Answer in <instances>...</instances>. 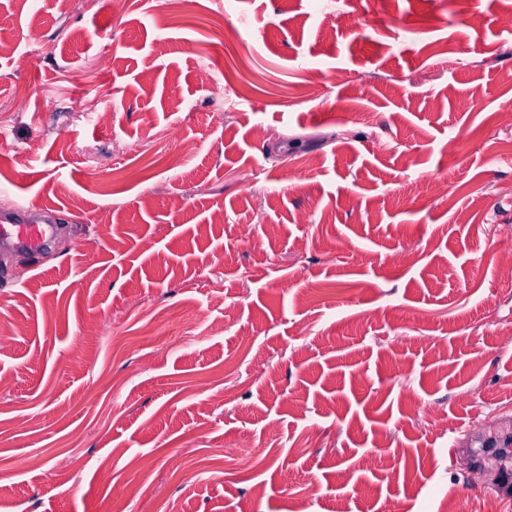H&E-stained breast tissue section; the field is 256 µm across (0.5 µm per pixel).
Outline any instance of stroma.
<instances>
[{
  "label": "stroma",
  "instance_id": "stroma-1",
  "mask_svg": "<svg viewBox=\"0 0 512 512\" xmlns=\"http://www.w3.org/2000/svg\"><path fill=\"white\" fill-rule=\"evenodd\" d=\"M511 12L0 0V512H512ZM54 229L48 224H1L0 240L12 241L16 245L37 249L44 245Z\"/></svg>",
  "mask_w": 512,
  "mask_h": 512
}]
</instances>
